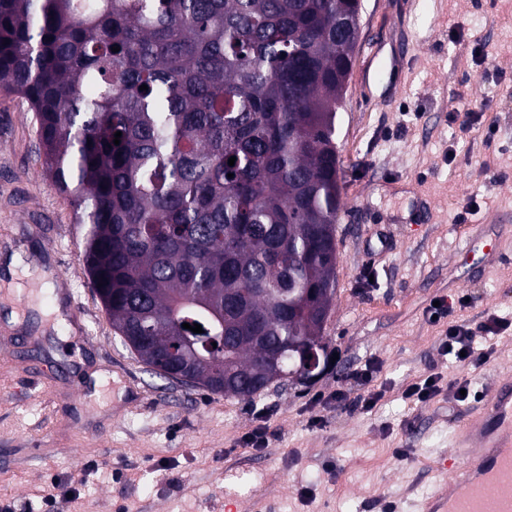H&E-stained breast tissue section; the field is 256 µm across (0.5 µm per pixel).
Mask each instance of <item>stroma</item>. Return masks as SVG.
<instances>
[{
  "label": "stroma",
  "mask_w": 512,
  "mask_h": 512,
  "mask_svg": "<svg viewBox=\"0 0 512 512\" xmlns=\"http://www.w3.org/2000/svg\"><path fill=\"white\" fill-rule=\"evenodd\" d=\"M363 3L338 112L343 207L324 328L337 360L313 383L249 401L160 378L124 344L89 281L73 208L38 158L35 114L0 89V501L21 510L58 481L78 490L62 512H377L384 500L421 512L446 482L438 455L483 405L443 392L415 406L402 391L434 371L481 395L512 378V331L467 368L440 356L428 319L435 297L464 296L460 320H512V95L497 81L512 78V0ZM470 112L479 120L466 131ZM15 257L26 270L6 277ZM69 297L83 330L47 314ZM370 360L386 390L373 412L318 404ZM261 420L268 447H240Z\"/></svg>",
  "instance_id": "stroma-1"
}]
</instances>
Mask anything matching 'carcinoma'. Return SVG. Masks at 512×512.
Returning a JSON list of instances; mask_svg holds the SVG:
<instances>
[{
	"mask_svg": "<svg viewBox=\"0 0 512 512\" xmlns=\"http://www.w3.org/2000/svg\"><path fill=\"white\" fill-rule=\"evenodd\" d=\"M360 11L362 0H0V88L35 112L96 294L157 376L188 336L205 357L189 386L250 399L275 371L303 378L307 345L323 349L337 113L358 44L338 31Z\"/></svg>",
	"mask_w": 512,
	"mask_h": 512,
	"instance_id": "obj_1",
	"label": "carcinoma"
}]
</instances>
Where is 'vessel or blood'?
Segmentation results:
<instances>
[{"label": "vessel or blood", "mask_w": 512, "mask_h": 512, "mask_svg": "<svg viewBox=\"0 0 512 512\" xmlns=\"http://www.w3.org/2000/svg\"><path fill=\"white\" fill-rule=\"evenodd\" d=\"M457 432L450 456L436 464L448 480L426 512H512V382L494 384Z\"/></svg>", "instance_id": "vessel-or-blood-1"}]
</instances>
